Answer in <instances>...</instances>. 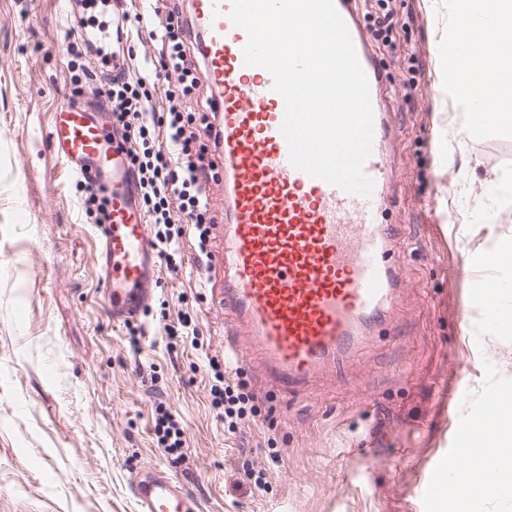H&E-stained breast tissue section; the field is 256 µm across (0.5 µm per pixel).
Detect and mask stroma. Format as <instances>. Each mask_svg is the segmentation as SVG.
<instances>
[{"label":"stroma","instance_id":"obj_1","mask_svg":"<svg viewBox=\"0 0 512 512\" xmlns=\"http://www.w3.org/2000/svg\"><path fill=\"white\" fill-rule=\"evenodd\" d=\"M419 11L408 43L424 87L403 102L407 61L378 56L398 127L390 223L404 283L396 343L366 335L347 368L308 384L305 397L257 396L256 422L225 431L210 405L208 359L224 354L223 313L197 269L192 231L160 267L156 299L132 347L101 298L97 226L77 177L44 141L74 85V24L64 0H0V512H137L128 484L156 465L179 476L204 512H452L424 496L438 461L457 469V424L482 429L488 393L512 397V322L486 317V287L512 285V264L477 263L488 227L512 235V198L490 183L512 173V124L467 137L448 111L441 48L453 0H395ZM456 170L460 188L434 191ZM195 320V342L169 347L163 325ZM184 430L181 461L153 433L151 385ZM265 466L256 488L247 466Z\"/></svg>","mask_w":512,"mask_h":512}]
</instances>
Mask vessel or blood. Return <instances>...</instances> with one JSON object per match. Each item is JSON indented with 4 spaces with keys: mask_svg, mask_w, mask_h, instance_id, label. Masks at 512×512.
<instances>
[{
    "mask_svg": "<svg viewBox=\"0 0 512 512\" xmlns=\"http://www.w3.org/2000/svg\"><path fill=\"white\" fill-rule=\"evenodd\" d=\"M367 76L374 114L373 151L364 166L370 195L348 193L295 169L281 133L285 105L263 68L246 65V33L228 13L230 0H187L186 27L198 38L200 73L217 106L219 163L224 174V241L217 258L223 286L214 303L231 315L224 356L246 366L242 338L267 360L272 397L299 395L305 382L343 362L362 329L397 337L387 325L402 267L398 237L385 221L396 136L355 0H335ZM107 12L86 14L81 40L107 46ZM55 157L103 186L110 219L99 227L100 286L113 323L150 307L164 261L140 209L122 138L106 113L69 102L47 134ZM137 512H202L200 500L167 472L145 468L129 486Z\"/></svg>",
    "mask_w": 512,
    "mask_h": 512,
    "instance_id": "1",
    "label": "vessel or blood"
}]
</instances>
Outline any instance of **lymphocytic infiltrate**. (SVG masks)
I'll return each instance as SVG.
<instances>
[{
	"label": "lymphocytic infiltrate",
	"instance_id": "obj_1",
	"mask_svg": "<svg viewBox=\"0 0 512 512\" xmlns=\"http://www.w3.org/2000/svg\"><path fill=\"white\" fill-rule=\"evenodd\" d=\"M179 0H154L149 21L153 26L145 55L123 49V65L116 73L101 72L99 50L84 43L70 44L68 52L80 76L100 84L97 98L107 105L120 126L127 154L139 186L141 205L152 225L157 247L172 258L185 228H192L199 269L210 267L209 242L215 222L201 193L202 183L218 176L212 156L219 146L212 97L201 96L195 61L196 41L187 37ZM375 49L397 55L401 23L390 0H376L374 11L363 16ZM175 74L172 83H159L144 75L146 65ZM195 100L197 112H185L186 100ZM213 373L211 406L228 432L253 420L254 396L244 382L226 380L220 362L210 359Z\"/></svg>",
	"mask_w": 512,
	"mask_h": 512
}]
</instances>
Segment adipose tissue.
<instances>
[{"label":"adipose tissue","mask_w":512,"mask_h":512,"mask_svg":"<svg viewBox=\"0 0 512 512\" xmlns=\"http://www.w3.org/2000/svg\"><path fill=\"white\" fill-rule=\"evenodd\" d=\"M456 14L468 19L466 28H453L448 45L452 92L463 112L461 133L491 124L512 123V0H456ZM472 74L456 81L459 69ZM498 422L482 431L465 469L453 472L449 485L462 507L474 501V487L483 498L512 495V400L496 401Z\"/></svg>","instance_id":"obj_1"}]
</instances>
